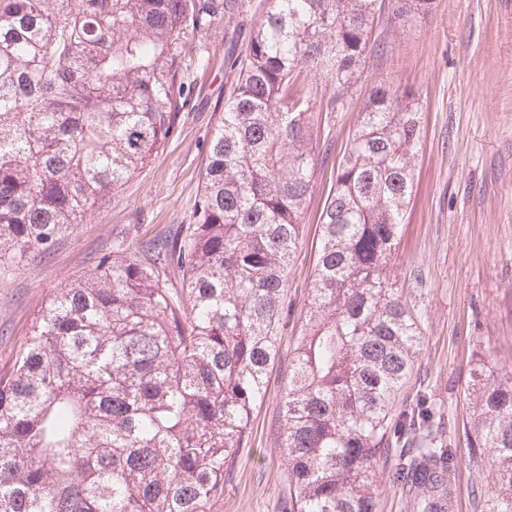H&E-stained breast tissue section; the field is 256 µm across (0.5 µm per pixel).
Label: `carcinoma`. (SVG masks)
I'll list each match as a JSON object with an SVG mask.
<instances>
[{"label":"carcinoma","mask_w":512,"mask_h":512,"mask_svg":"<svg viewBox=\"0 0 512 512\" xmlns=\"http://www.w3.org/2000/svg\"><path fill=\"white\" fill-rule=\"evenodd\" d=\"M378 0H0V266L47 253L176 133L195 41L261 11L208 144L193 221L122 242L51 293L0 375V512H210L279 354L323 111L380 49ZM406 23L432 0H390ZM415 94L379 84L342 153L288 364L291 512H376L384 461L416 512H454L458 450L405 387L422 315L391 269L421 148ZM472 371L482 512H512V377Z\"/></svg>","instance_id":"obj_1"}]
</instances>
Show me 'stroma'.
<instances>
[{"label":"stroma","mask_w":512,"mask_h":512,"mask_svg":"<svg viewBox=\"0 0 512 512\" xmlns=\"http://www.w3.org/2000/svg\"><path fill=\"white\" fill-rule=\"evenodd\" d=\"M254 23L250 16L233 20L226 38L204 48V64L185 73L191 100L177 134L108 205L50 252L0 271V373L52 289L86 277L122 240L148 241L191 223L207 144L237 79L224 56L245 52ZM375 31L384 53L370 58L351 97L321 116L326 146L316 156L288 269L292 314L247 445L225 470L211 512H285L288 505L276 429L289 349L300 331L336 164L365 96L379 83L410 89L422 111L414 192L394 266L398 288L422 313L423 340L408 387L426 388L444 417L442 436L461 450L455 512H481L474 489L489 497L498 488L496 454L485 450L474 466L463 450L473 426L467 390L476 358L499 379L512 377V0H433L428 14L405 24L380 13Z\"/></svg>","instance_id":"1"}]
</instances>
